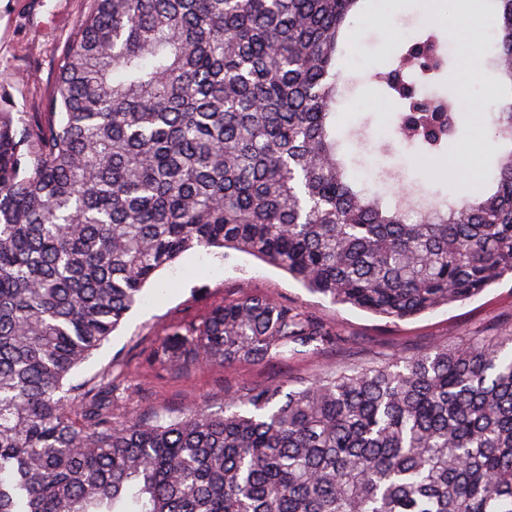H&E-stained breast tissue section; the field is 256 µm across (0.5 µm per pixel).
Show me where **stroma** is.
<instances>
[{"mask_svg":"<svg viewBox=\"0 0 512 512\" xmlns=\"http://www.w3.org/2000/svg\"><path fill=\"white\" fill-rule=\"evenodd\" d=\"M365 19L348 31L352 63L344 75L343 101L337 108L341 131L369 116L367 139L355 142L352 152L371 165L398 169L404 180L432 181L452 164L464 168L466 180L481 183L489 172L495 149L490 123L480 114L483 103L501 111L506 98L494 90L484 60L464 63V50H481L479 36L458 29L453 0H369ZM86 12V0H0V90L8 93L14 111L33 118L43 112L56 89L63 50ZM438 24L446 34L448 50L456 54V70L448 87L465 103V133L451 147L447 159H432L407 145L389 153L377 151L381 141H392V114L398 103L369 79L386 64L389 53L411 38L421 22ZM480 151H472L474 143ZM252 293L273 295L321 317L338 328L344 342L324 353L297 354L280 362L242 361L225 368L183 376L142 368L144 353L176 322L202 316L212 305ZM512 322V279L506 278L478 296L421 316L390 321L306 290L287 272L237 251L196 248L173 266L159 271L145 286L139 302L119 328L75 373L89 379L112 366L133 374L132 397L124 407L127 417L142 411L166 413L172 409L206 407L218 412L227 396L245 384L300 381L338 366H370L404 354L426 351L435 344H461L486 335L498 322Z\"/></svg>","mask_w":512,"mask_h":512,"instance_id":"35a3bbf8","label":"stroma"}]
</instances>
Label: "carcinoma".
<instances>
[{
    "mask_svg": "<svg viewBox=\"0 0 512 512\" xmlns=\"http://www.w3.org/2000/svg\"><path fill=\"white\" fill-rule=\"evenodd\" d=\"M364 0H89L59 121L0 95V512H512V324L466 344L247 385L224 411L120 413L122 373L74 382L150 279L193 248L257 256L312 293L406 320L512 276V104L492 174L389 196L336 131ZM512 91V0H489ZM422 26L371 80L396 140L441 158L455 96ZM341 343L265 294L169 327L144 360L190 374Z\"/></svg>",
    "mask_w": 512,
    "mask_h": 512,
    "instance_id": "cac0c4a2",
    "label": "carcinoma"
}]
</instances>
